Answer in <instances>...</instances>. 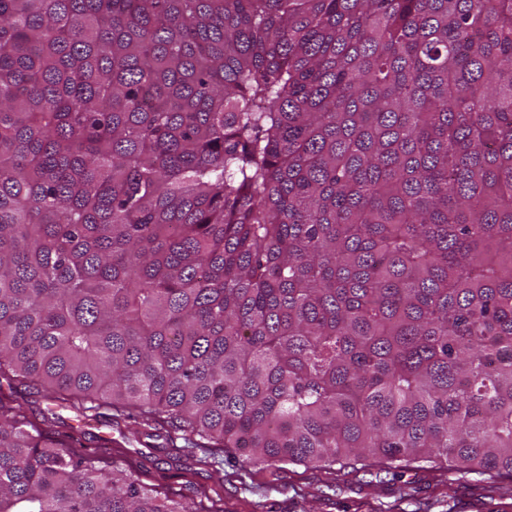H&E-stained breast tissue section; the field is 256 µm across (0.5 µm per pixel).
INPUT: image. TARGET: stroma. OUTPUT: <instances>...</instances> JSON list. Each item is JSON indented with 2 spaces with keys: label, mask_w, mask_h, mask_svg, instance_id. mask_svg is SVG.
I'll return each mask as SVG.
<instances>
[{
  "label": "stroma",
  "mask_w": 512,
  "mask_h": 512,
  "mask_svg": "<svg viewBox=\"0 0 512 512\" xmlns=\"http://www.w3.org/2000/svg\"><path fill=\"white\" fill-rule=\"evenodd\" d=\"M61 432L82 427L99 451H124L137 462L144 483L163 486L184 505L198 501V489L222 479L224 512H512V477L461 479L443 469L402 470L398 479L347 468L327 474L302 466L277 477L250 476L234 460L222 476L187 459L171 463L163 438L151 437L109 417L80 422L70 408H56Z\"/></svg>",
  "instance_id": "obj_1"
}]
</instances>
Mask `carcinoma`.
Segmentation results:
<instances>
[{
	"mask_svg": "<svg viewBox=\"0 0 512 512\" xmlns=\"http://www.w3.org/2000/svg\"><path fill=\"white\" fill-rule=\"evenodd\" d=\"M0 379L512 476V0H0ZM51 414L0 396V512H224Z\"/></svg>",
	"mask_w": 512,
	"mask_h": 512,
	"instance_id": "cac0c4a2",
	"label": "carcinoma"
}]
</instances>
